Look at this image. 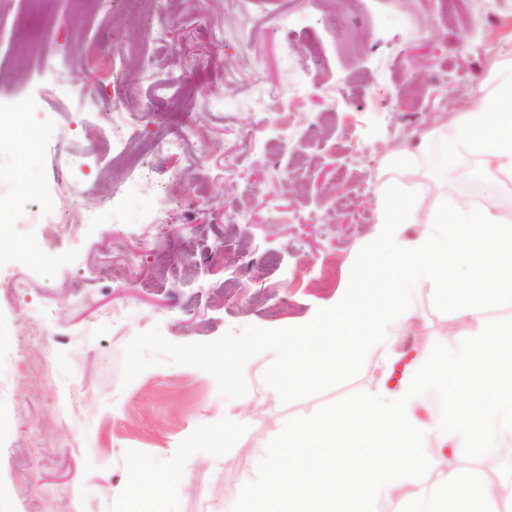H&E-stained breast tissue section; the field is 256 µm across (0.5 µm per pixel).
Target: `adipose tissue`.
Instances as JSON below:
<instances>
[{
	"label": "adipose tissue",
	"mask_w": 512,
	"mask_h": 512,
	"mask_svg": "<svg viewBox=\"0 0 512 512\" xmlns=\"http://www.w3.org/2000/svg\"><path fill=\"white\" fill-rule=\"evenodd\" d=\"M468 97L467 110L442 132L444 147L452 157L463 151L477 155L487 180L511 183L512 40L494 87L478 85ZM434 136L423 132L417 145L386 160L376 188L375 246L326 310L294 335L233 340L206 359L234 386L239 367L257 350L279 360L289 378L336 375L348 366L336 349L337 337H351L358 347L385 342L409 319L407 293L423 287L466 320L464 343L452 358L429 348L399 390L381 388L353 407L282 425L262 479L243 493L247 512H373L380 497L420 471L439 476L428 512H503L512 469L487 479L447 466L441 449L452 445L454 455L464 457L512 445V382L502 381L512 364V327L496 329L486 321L491 306L512 301V206L463 199L452 204L437 188L419 193L414 179L421 146ZM412 224L423 230L410 238L406 230ZM385 253L411 262H382ZM462 266L478 273L472 287H461L455 276ZM381 280L396 284L393 299L372 295ZM436 378L446 382L447 414L425 423L415 415L414 402ZM285 448L292 458L286 467L280 461Z\"/></svg>",
	"instance_id": "adipose-tissue-1"
}]
</instances>
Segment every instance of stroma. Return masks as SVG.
Wrapping results in <instances>:
<instances>
[{"label":"stroma","instance_id":"35a3bbf8","mask_svg":"<svg viewBox=\"0 0 512 512\" xmlns=\"http://www.w3.org/2000/svg\"><path fill=\"white\" fill-rule=\"evenodd\" d=\"M287 13L304 23L286 47L271 29ZM322 17L315 0H155L147 17L140 0H54L53 36L0 84V277L28 285L0 286V358L19 365L0 382V512H243L282 421L356 405L431 333L458 351L463 322L422 288L407 327L337 377L287 384L258 353L238 391L199 360L288 335L350 284L386 158L465 111L512 35V0H350L354 51ZM24 20L38 21L30 0H0V60ZM184 115L197 126L173 168L146 146ZM68 153L85 162L75 193ZM444 154L429 142L419 181L453 201ZM29 208L41 218L16 233ZM120 208L131 223H113ZM160 210L168 225L151 223ZM228 404L241 422L218 448ZM174 468L163 497L133 499ZM435 482L417 475L375 512H418Z\"/></svg>","mask_w":512,"mask_h":512}]
</instances>
